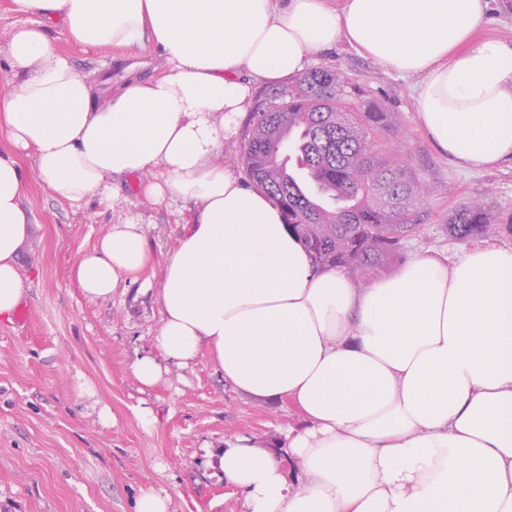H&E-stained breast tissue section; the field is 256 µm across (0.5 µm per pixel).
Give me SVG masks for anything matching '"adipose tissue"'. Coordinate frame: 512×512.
<instances>
[{
	"mask_svg": "<svg viewBox=\"0 0 512 512\" xmlns=\"http://www.w3.org/2000/svg\"><path fill=\"white\" fill-rule=\"evenodd\" d=\"M0 72V318L26 295L32 151L80 203L137 180L152 203L197 209L164 269L145 387L207 352L238 393L288 401L280 448L220 453L248 512H512V247L417 255L369 287L320 268L263 191L215 156L254 85L301 75L344 43L418 76L419 124L456 166L512 160V43L477 38L488 0H12ZM153 46L164 71L93 85L57 49ZM151 261L139 224L113 225L73 275L108 298Z\"/></svg>",
	"mask_w": 512,
	"mask_h": 512,
	"instance_id": "obj_1",
	"label": "adipose tissue"
}]
</instances>
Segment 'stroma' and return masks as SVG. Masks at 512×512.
Listing matches in <instances>:
<instances>
[{
    "mask_svg": "<svg viewBox=\"0 0 512 512\" xmlns=\"http://www.w3.org/2000/svg\"><path fill=\"white\" fill-rule=\"evenodd\" d=\"M56 45L92 81L119 76L122 65L133 62L146 77L164 66L148 47H81L61 36ZM315 64L347 73L377 104L401 114L394 139L429 190L420 211L423 231L408 240L406 257L431 252L453 258L465 250L444 226L449 213L472 200L491 212L496 228L488 240L512 246L511 160L471 171L439 152L418 124L416 76L399 75L344 44ZM20 161L35 228L18 259L28 320L0 324V512H134L149 489L170 494V512H246L242 496L217 475V452L238 436L261 446L282 440L298 420L293 405L236 392L204 354L188 367H171L146 389L131 370L138 356L154 349L160 314L153 292L162 286L164 262L195 202L152 204L125 186L119 194L74 204L50 192L32 156ZM130 217L141 224L153 255L141 273L151 292L131 283L106 300L87 297L74 266ZM83 381L93 396L82 393ZM144 405L152 407L154 425L141 423L137 409ZM102 407L112 422L99 420Z\"/></svg>",
    "mask_w": 512,
    "mask_h": 512,
    "instance_id": "35a3bbf8",
    "label": "stroma"
}]
</instances>
